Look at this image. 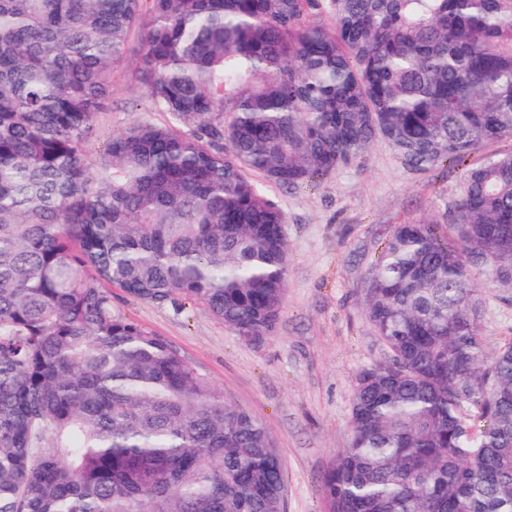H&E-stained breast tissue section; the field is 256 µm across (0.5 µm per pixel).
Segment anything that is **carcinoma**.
Wrapping results in <instances>:
<instances>
[{
	"label": "carcinoma",
	"mask_w": 512,
	"mask_h": 512,
	"mask_svg": "<svg viewBox=\"0 0 512 512\" xmlns=\"http://www.w3.org/2000/svg\"><path fill=\"white\" fill-rule=\"evenodd\" d=\"M133 53L170 121L91 162ZM378 137L421 172L512 138V0H0V512H285L264 427L100 282L273 334L287 217L250 174L309 182ZM486 288L512 290L511 150L370 267L387 360L355 378L329 512H512Z\"/></svg>",
	"instance_id": "carcinoma-1"
}]
</instances>
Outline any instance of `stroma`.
<instances>
[{
    "mask_svg": "<svg viewBox=\"0 0 512 512\" xmlns=\"http://www.w3.org/2000/svg\"><path fill=\"white\" fill-rule=\"evenodd\" d=\"M128 57L113 79L112 102L88 143L98 159L112 137L133 124L162 125ZM463 171L444 162L426 172L406 168L376 139L355 164L293 187L257 178L286 214L288 282L273 335L250 340L202 310H181L113 289L114 311L135 319L190 361L225 397L251 414L278 449L286 512H328L326 474L350 442L355 377L385 360L364 316L368 269L397 224L445 221L461 197ZM489 348L512 343V294L484 292Z\"/></svg>",
    "mask_w": 512,
    "mask_h": 512,
    "instance_id": "35a3bbf8",
    "label": "stroma"
}]
</instances>
